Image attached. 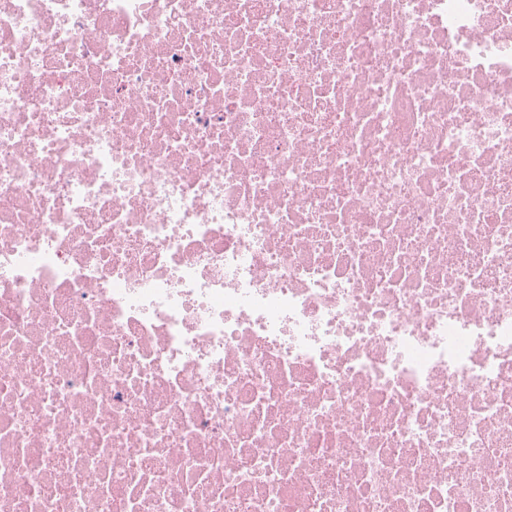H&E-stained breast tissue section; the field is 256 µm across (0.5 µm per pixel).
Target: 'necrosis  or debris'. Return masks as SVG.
<instances>
[{"mask_svg": "<svg viewBox=\"0 0 512 512\" xmlns=\"http://www.w3.org/2000/svg\"><path fill=\"white\" fill-rule=\"evenodd\" d=\"M0 512H512V0H0Z\"/></svg>", "mask_w": 512, "mask_h": 512, "instance_id": "1", "label": "necrosis or debris"}]
</instances>
